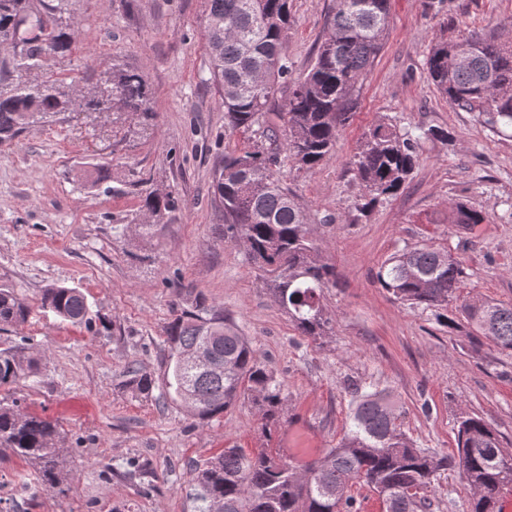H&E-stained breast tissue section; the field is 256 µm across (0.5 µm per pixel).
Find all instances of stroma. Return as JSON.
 <instances>
[{
	"label": "stroma",
	"instance_id": "obj_1",
	"mask_svg": "<svg viewBox=\"0 0 512 512\" xmlns=\"http://www.w3.org/2000/svg\"><path fill=\"white\" fill-rule=\"evenodd\" d=\"M335 6L292 0L294 76L307 74ZM206 8V0H71L76 41L32 82L74 79L88 92L101 63L137 69L152 91L153 126L144 134L126 118L71 111L0 145V287L31 308L0 341L43 354L37 378L0 389V400L58 421L68 470L59 486L41 488L30 464L0 452V512H197L188 495L194 465L222 449L281 451L302 436L312 449L291 463L304 469L336 447L353 381L390 391L418 447L453 453L456 421L470 415L489 422L512 453V353L472 339L464 320L450 327L432 310L401 303L376 279L391 255L425 243L465 267L450 307L465 299L512 303V129L492 132L458 109L425 69L435 41L493 30L512 39V0H390L383 49L334 151L310 171L279 169L336 272L322 299L330 324L317 338L300 335L244 248L224 240L212 173L247 137L226 128L209 81ZM383 122L402 132L442 129L451 139L425 141L400 192L365 211L351 161ZM103 167L109 195L97 182ZM149 188L176 190L180 205L153 235L138 237L129 226L142 221ZM452 202L481 211L485 223H454ZM51 285L85 294L96 332L41 309ZM197 296L222 306L283 382L272 433L247 399L201 424L162 388L144 397L127 386L132 365L162 377L167 326ZM431 495L442 502L438 512H465L470 491L454 469L441 473Z\"/></svg>",
	"mask_w": 512,
	"mask_h": 512
}]
</instances>
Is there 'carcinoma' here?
Instances as JSON below:
<instances>
[{
    "mask_svg": "<svg viewBox=\"0 0 512 512\" xmlns=\"http://www.w3.org/2000/svg\"><path fill=\"white\" fill-rule=\"evenodd\" d=\"M69 0H0V51L12 55L16 72L43 66L54 54L70 50L76 31L64 22ZM291 0H209L204 21L210 81L224 106L232 131L249 134L247 146L224 155L215 171L214 196L224 208V238L247 245V256L261 272L280 308L303 336L326 332L329 318L321 303L334 285V268L320 259L310 237L309 219L295 193L277 176L281 164L297 169L317 166L336 146L339 129L352 118L356 92L383 48L389 26V0H336L327 16L325 35L308 73L292 78L287 39ZM459 44H434L425 60L437 90L455 106L476 112L492 130L512 128V42L490 33ZM83 100L89 112L131 114L148 126L154 116L150 89L141 73L119 65L103 66L93 92L85 96L76 82L47 80L41 86L17 81L0 87V144L24 128ZM448 139L434 129L400 133L378 124L355 153L352 169L367 191L362 208L397 194L419 160L421 142ZM173 191L146 194L143 208L152 224L135 231L149 235L174 212ZM456 224H482L486 217L461 203L451 205ZM464 271L445 251L421 245L387 259L376 274L381 287L409 305L436 310L447 324L448 300ZM41 307L73 324L92 329L96 315L76 288L42 290ZM458 312L475 332L500 350H512V304L464 303ZM30 315L29 305L12 288H0V331ZM168 356L164 395L184 406L199 422H208L237 402L258 407L263 427L277 420L283 382L268 371L248 338L226 322L224 309L197 298L180 310L167 328ZM207 347L209 365L196 368L180 354ZM40 358L10 346L0 348V388L37 373ZM127 385L149 395L156 386L150 372L133 368ZM350 425L324 464L300 478L278 453L252 455L226 448L197 467L193 499L198 512H355L348 495L360 480L381 498L386 512H429L428 491L440 471L459 468L470 488L467 512H499V491L512 485V455L498 433L477 416L457 422L456 451L438 456L420 449L401 430L386 389L349 385ZM0 448L27 461L43 485L64 474L58 423L0 400Z\"/></svg>",
    "mask_w": 512,
    "mask_h": 512,
    "instance_id": "1",
    "label": "carcinoma"
}]
</instances>
